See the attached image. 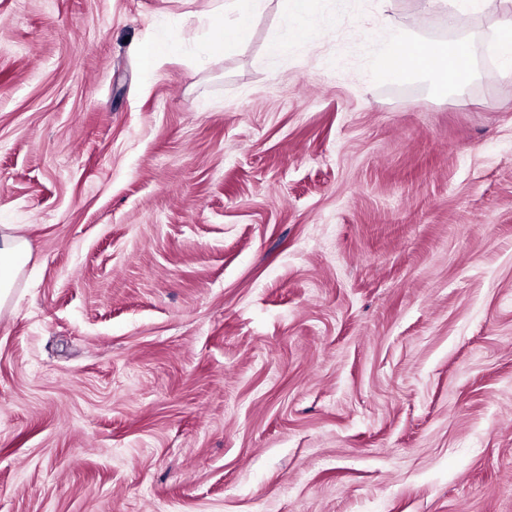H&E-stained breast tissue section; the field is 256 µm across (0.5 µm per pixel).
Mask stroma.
<instances>
[{"label": "stroma", "mask_w": 512, "mask_h": 512, "mask_svg": "<svg viewBox=\"0 0 512 512\" xmlns=\"http://www.w3.org/2000/svg\"><path fill=\"white\" fill-rule=\"evenodd\" d=\"M0 0V512H512L501 16L393 0L460 90L371 77L377 0ZM172 42L154 78L141 44ZM263 4V0H232L230 10L233 19L222 26L215 47L221 51L233 49L249 21L262 9ZM30 257V243L12 224L0 225V312L12 299L13 290Z\"/></svg>", "instance_id": "stroma-1"}]
</instances>
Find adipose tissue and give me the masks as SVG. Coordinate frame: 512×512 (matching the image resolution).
Here are the masks:
<instances>
[{
	"mask_svg": "<svg viewBox=\"0 0 512 512\" xmlns=\"http://www.w3.org/2000/svg\"><path fill=\"white\" fill-rule=\"evenodd\" d=\"M264 0H231L233 18L225 23L215 41L220 50L233 49L249 21L263 7ZM385 52L377 70L378 78L394 80L411 72L427 74L433 83L451 88L466 84L473 75L472 61L463 49L447 46L429 48L412 42L398 26L383 27ZM30 257V243L10 224L0 225V310L12 299L13 290Z\"/></svg>",
	"mask_w": 512,
	"mask_h": 512,
	"instance_id": "ef3b65f1",
	"label": "adipose tissue"
}]
</instances>
